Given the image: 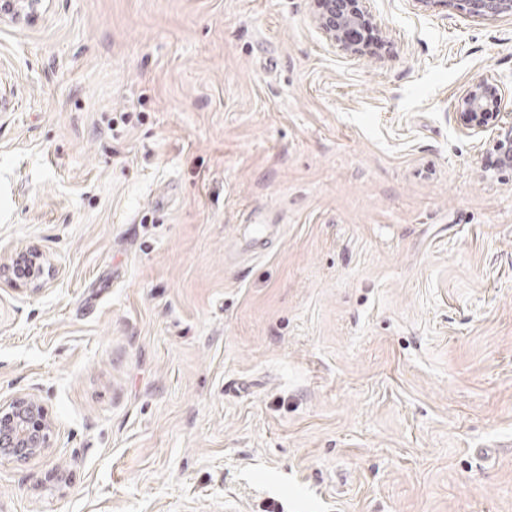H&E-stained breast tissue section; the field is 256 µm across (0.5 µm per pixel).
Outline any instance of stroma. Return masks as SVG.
Masks as SVG:
<instances>
[{
  "mask_svg": "<svg viewBox=\"0 0 512 512\" xmlns=\"http://www.w3.org/2000/svg\"><path fill=\"white\" fill-rule=\"evenodd\" d=\"M47 0L0 17V512H512V170L456 101L512 16ZM278 224L263 253L246 225ZM312 21L326 43L349 57L366 54L357 38L361 30L374 27L375 18L367 0H311ZM18 256H25L28 260V274L29 278L23 281L11 280V282H24L26 284H35L39 285L45 274H46V258L44 255L38 250H29L23 253H20ZM18 256L15 257L13 262H17ZM55 428L32 394L0 399V459H32L53 448Z\"/></svg>",
  "mask_w": 512,
  "mask_h": 512,
  "instance_id": "35a3bbf8",
  "label": "stroma"
}]
</instances>
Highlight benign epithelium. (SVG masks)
Instances as JSON below:
<instances>
[{"mask_svg": "<svg viewBox=\"0 0 512 512\" xmlns=\"http://www.w3.org/2000/svg\"><path fill=\"white\" fill-rule=\"evenodd\" d=\"M312 21L326 43L350 57L366 54L357 38L361 30L375 26L367 0H311ZM431 10L461 5L482 18L512 16V0H413ZM502 104V86L478 80L458 99L456 120L460 130L472 137L489 133L486 148L502 169L512 168V113L485 111L487 104ZM28 260L27 284L38 285L46 274V258L38 250L23 253ZM53 421L42 402L32 394H17L0 399V459H32L45 454L54 444Z\"/></svg>", "mask_w": 512, "mask_h": 512, "instance_id": "7a95c632", "label": "benign epithelium"}]
</instances>
